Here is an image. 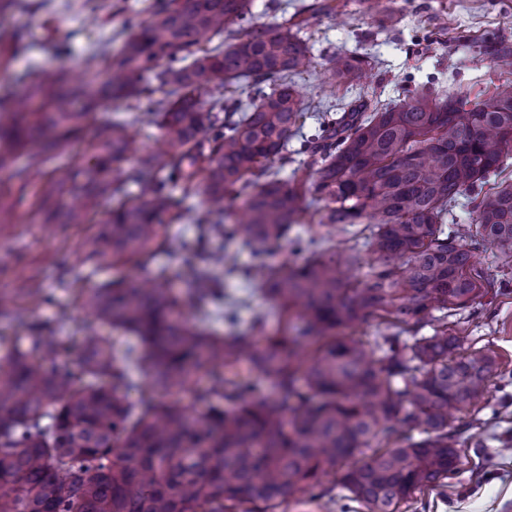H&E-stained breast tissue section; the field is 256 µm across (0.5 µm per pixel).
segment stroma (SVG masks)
<instances>
[{"label":"stroma","instance_id":"1","mask_svg":"<svg viewBox=\"0 0 512 512\" xmlns=\"http://www.w3.org/2000/svg\"><path fill=\"white\" fill-rule=\"evenodd\" d=\"M38 11L17 10L0 14V30L27 34L29 49L19 54L11 71H0V89H14L15 73L36 75L41 69L66 66L71 76L86 74V50L111 37L120 50L125 35L122 20L128 13L146 16L150 0H41ZM252 0L250 21L272 26L283 13H299L307 23L300 38L308 50L311 67L296 79L308 109L305 134H315L324 119L319 87L328 61L348 52L368 57L361 84L380 106L408 101L421 86L450 85L459 95L474 98L492 92L495 85L512 79V65L493 60L483 52L488 42H512V0H377L366 9L359 0H330L329 12L314 10L315 0ZM69 46L60 55V46ZM32 190L11 187L0 195L12 223L0 226V293L15 296L23 320L0 318V336L23 340L26 326L41 322L55 327L71 346L66 359L75 367L81 342L87 334L83 290L115 278H138L146 273L183 270L182 255L157 253L146 268L130 265L95 271L83 260L80 244L93 232L90 224L44 225L32 207ZM482 270L491 283L508 282V289L490 294L448 319V333L461 337V352H491L496 370L484 396L458 411L455 426L462 428L459 464L436 486L416 494L401 512H512V267H503L490 244L478 251ZM42 281L49 298L35 305L21 297L28 280Z\"/></svg>","mask_w":512,"mask_h":512}]
</instances>
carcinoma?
I'll use <instances>...</instances> for the list:
<instances>
[{
	"instance_id": "1",
	"label": "carcinoma",
	"mask_w": 512,
	"mask_h": 512,
	"mask_svg": "<svg viewBox=\"0 0 512 512\" xmlns=\"http://www.w3.org/2000/svg\"><path fill=\"white\" fill-rule=\"evenodd\" d=\"M249 5L152 0L148 18L124 19L119 54L110 36L89 50L104 79L76 83L60 66L19 77L20 95H0V173L22 189L38 186L32 207L47 223H99L81 243L95 268L144 267L163 247L186 264L182 294L163 272L91 289L93 322L132 340L119 346L90 333L77 371L56 364L68 347L44 325L27 324L25 346L0 337V512H277L320 501L336 477L366 512H397L455 467L449 420L482 397L495 359L454 356L460 338L445 319L490 286L464 238L495 245L512 266V183L479 194L474 231L448 227V213L512 158V82L474 102L451 88L422 89L379 108L357 83L367 58L335 56L326 108L341 87L358 99L303 140L308 160L286 183L271 164L290 161L288 143L306 121L293 82L309 65L304 21L245 27ZM25 40L0 34L1 68ZM149 74L164 94L155 111L111 118L83 164L43 169L81 139L100 104L152 94L142 85ZM243 80L256 90L246 106L222 92ZM144 121L161 130V145L124 168L131 129ZM34 142L33 163L14 167ZM129 185L138 194L127 199ZM198 194L215 205L232 194L244 201L234 223L200 221L192 236L170 241L166 225ZM308 198L324 205L309 239L294 245L314 247L312 257L270 264ZM321 227L372 256L357 286L343 287L341 267L358 256L322 248ZM216 236L252 249L247 280L280 319L262 345L236 327L247 301L217 287L215 271L236 265L211 246ZM184 303L195 320L180 314ZM373 314L396 328L376 343L380 356L335 335ZM428 325L433 334L418 335ZM201 373L210 377L203 389Z\"/></svg>"
}]
</instances>
